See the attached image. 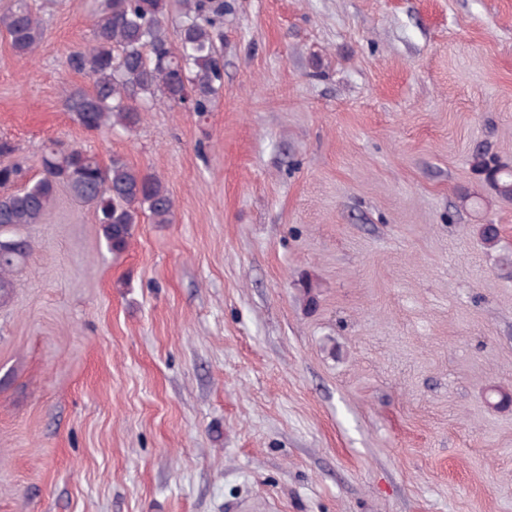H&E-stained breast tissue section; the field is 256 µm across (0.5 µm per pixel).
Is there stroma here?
Wrapping results in <instances>:
<instances>
[{
	"instance_id": "35a3bbf8",
	"label": "stroma",
	"mask_w": 512,
	"mask_h": 512,
	"mask_svg": "<svg viewBox=\"0 0 512 512\" xmlns=\"http://www.w3.org/2000/svg\"><path fill=\"white\" fill-rule=\"evenodd\" d=\"M36 4L0 138L34 177L51 139L120 156L175 216L117 257L65 193L27 228L0 512H512V201L474 168L512 165V0H224L210 111L109 133L65 108L99 0Z\"/></svg>"
}]
</instances>
